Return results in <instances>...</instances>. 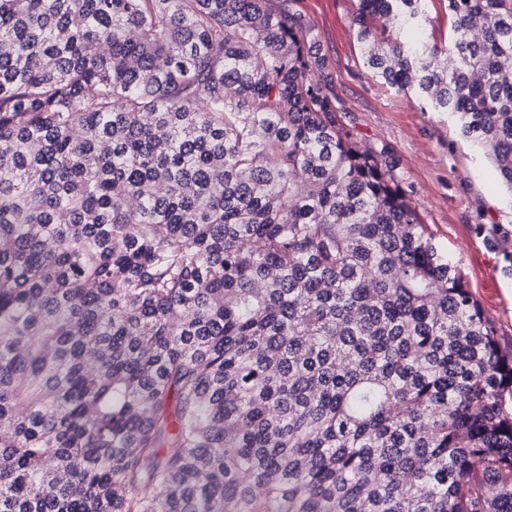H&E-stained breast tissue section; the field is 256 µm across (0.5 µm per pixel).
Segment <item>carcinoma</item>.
Masks as SVG:
<instances>
[{
	"label": "carcinoma",
	"instance_id": "obj_1",
	"mask_svg": "<svg viewBox=\"0 0 512 512\" xmlns=\"http://www.w3.org/2000/svg\"><path fill=\"white\" fill-rule=\"evenodd\" d=\"M359 0L512 191V0ZM270 0H0V512H512V359ZM423 4L429 19L430 44H437L439 47L447 46L452 23V18L448 14L447 0H425Z\"/></svg>",
	"mask_w": 512,
	"mask_h": 512
}]
</instances>
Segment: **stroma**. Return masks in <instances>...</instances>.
Segmentation results:
<instances>
[{
    "label": "stroma",
    "instance_id": "1",
    "mask_svg": "<svg viewBox=\"0 0 512 512\" xmlns=\"http://www.w3.org/2000/svg\"><path fill=\"white\" fill-rule=\"evenodd\" d=\"M303 15L328 60L307 80L326 85L337 117L362 145L396 165L412 206L456 263L473 297L512 351V192L485 155L459 133L457 118L392 88L363 64L358 0H273Z\"/></svg>",
    "mask_w": 512,
    "mask_h": 512
}]
</instances>
